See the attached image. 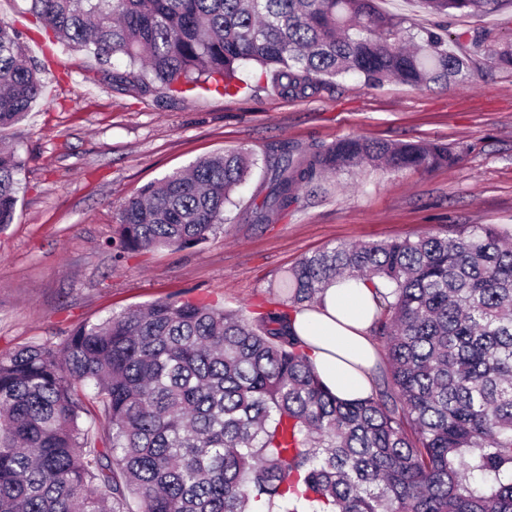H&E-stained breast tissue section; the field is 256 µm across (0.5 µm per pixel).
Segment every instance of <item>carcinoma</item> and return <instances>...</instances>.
<instances>
[{
	"label": "carcinoma",
	"mask_w": 512,
	"mask_h": 512,
	"mask_svg": "<svg viewBox=\"0 0 512 512\" xmlns=\"http://www.w3.org/2000/svg\"><path fill=\"white\" fill-rule=\"evenodd\" d=\"M73 50L127 69L114 83L228 94L254 63L303 98L357 74L414 87L466 82L475 54L444 25L410 47L405 19L374 0H29ZM434 13H493L512 0H419ZM22 35L0 20V129L42 95ZM443 144L365 138L240 147L145 185L120 212L115 259L197 246L247 212L275 224L327 174L367 164L430 170ZM21 161L0 146V224L15 218ZM492 226L336 244L302 257L280 302L250 320L157 300L0 358V512H512V243ZM338 277L374 285L388 378L337 398L292 319ZM97 417L100 433L82 422Z\"/></svg>",
	"instance_id": "cac0c4a2"
}]
</instances>
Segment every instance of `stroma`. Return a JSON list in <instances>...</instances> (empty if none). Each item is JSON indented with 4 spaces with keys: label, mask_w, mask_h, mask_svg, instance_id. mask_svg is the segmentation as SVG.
<instances>
[{
    "label": "stroma",
    "mask_w": 512,
    "mask_h": 512,
    "mask_svg": "<svg viewBox=\"0 0 512 512\" xmlns=\"http://www.w3.org/2000/svg\"><path fill=\"white\" fill-rule=\"evenodd\" d=\"M375 5L417 35L447 25L463 52L477 32L493 49L512 43L508 8L446 17L413 0ZM28 7L0 0V20L21 32L45 82L26 117L0 131L23 162L15 219L0 230V357L161 299L251 314L279 301L276 284L298 259L341 242L452 237L475 224L512 231V67L480 58L463 86L369 88L348 74L295 99L247 65L237 92L173 98L113 84L92 54L49 44ZM349 137L442 143L462 159L428 171L356 167L266 226L243 218L249 183L235 192L231 223L206 243L115 260L120 206L144 185L242 146Z\"/></svg>",
    "instance_id": "stroma-1"
}]
</instances>
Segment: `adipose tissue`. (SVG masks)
I'll use <instances>...</instances> for the list:
<instances>
[{"mask_svg": "<svg viewBox=\"0 0 512 512\" xmlns=\"http://www.w3.org/2000/svg\"><path fill=\"white\" fill-rule=\"evenodd\" d=\"M374 297L371 284L346 278L330 284L314 306L294 314V329L322 381L345 401L369 393L368 373L376 360L370 340Z\"/></svg>", "mask_w": 512, "mask_h": 512, "instance_id": "adipose-tissue-1", "label": "adipose tissue"}]
</instances>
